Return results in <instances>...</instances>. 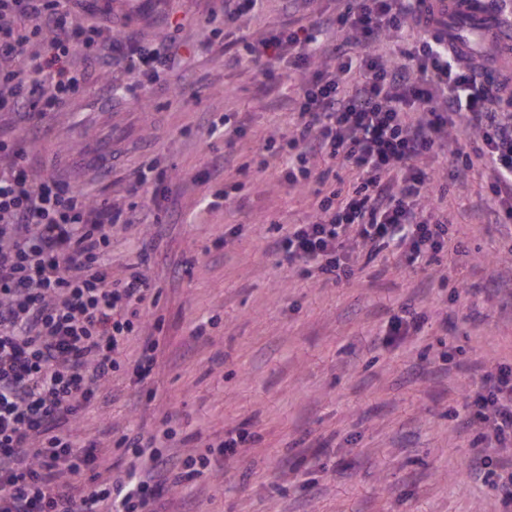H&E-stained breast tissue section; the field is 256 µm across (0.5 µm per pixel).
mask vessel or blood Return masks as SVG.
Listing matches in <instances>:
<instances>
[{
  "mask_svg": "<svg viewBox=\"0 0 512 512\" xmlns=\"http://www.w3.org/2000/svg\"><path fill=\"white\" fill-rule=\"evenodd\" d=\"M427 17L440 23L449 46L464 55L478 58L490 47L512 50V26L489 0H428Z\"/></svg>",
  "mask_w": 512,
  "mask_h": 512,
  "instance_id": "1",
  "label": "vessel or blood"
}]
</instances>
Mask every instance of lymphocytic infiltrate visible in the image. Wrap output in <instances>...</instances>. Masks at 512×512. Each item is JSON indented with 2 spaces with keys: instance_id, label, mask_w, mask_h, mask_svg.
<instances>
[{
  "instance_id": "f902f5d3",
  "label": "lymphocytic infiltrate",
  "mask_w": 512,
  "mask_h": 512,
  "mask_svg": "<svg viewBox=\"0 0 512 512\" xmlns=\"http://www.w3.org/2000/svg\"><path fill=\"white\" fill-rule=\"evenodd\" d=\"M425 2L350 0L242 43L239 63L268 80L284 71L299 79L281 176L315 204L309 222L289 225L269 248L313 283L352 279L362 252L413 272L445 249L462 252L448 243V187L428 167L442 153L455 160L454 179L483 169L485 217L512 224V87L488 85L483 63L421 29ZM83 8L0 0V112L48 134L43 118L85 84L69 63L76 53L96 67L121 48L136 86L160 80L166 44L74 23ZM332 30L346 39L325 40ZM463 133L481 147L461 164L454 144ZM0 156L9 159L0 167V512H167L185 460L131 429L118 441V477L103 481L97 442L70 433L82 409L111 400L124 341L158 300L143 273L110 272L112 228L140 223L158 197L122 210L66 181L34 182L15 137L0 135ZM340 169L354 176L349 189L326 192ZM473 371V390L450 416L473 437L470 476L494 482L508 506L512 454L500 450L512 442V368L483 361Z\"/></svg>"
}]
</instances>
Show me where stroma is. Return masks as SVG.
Instances as JSON below:
<instances>
[{
    "label": "stroma",
    "instance_id": "obj_1",
    "mask_svg": "<svg viewBox=\"0 0 512 512\" xmlns=\"http://www.w3.org/2000/svg\"><path fill=\"white\" fill-rule=\"evenodd\" d=\"M285 0H263L241 29L214 32L220 0H86L82 23L128 25L174 50L162 81L124 93L120 67L91 70L79 95L47 116V137H26L41 176L120 197L136 170L169 187L174 209L152 224L112 230L113 277L141 266L161 322L147 387L137 399L130 372L112 376L113 401L88 406L74 434L102 444L99 472L113 475L115 440L135 429L200 460L227 431L246 430L236 457L194 478L191 512H503L494 490L466 477L470 436L448 416L462 405L476 359L512 364V309L490 289L512 278V235L482 223L479 178L448 187L462 240L455 263L414 274L379 257L348 282L318 285L267 251L286 224L306 222L313 199L277 178L263 151L294 116L295 79L267 82L232 65L239 35L287 26ZM183 23L168 28L170 17ZM232 114L225 141L213 122ZM266 161L226 207L206 210L203 177L224 152ZM410 303L424 333L406 349L375 348L387 319ZM204 324V336L193 334Z\"/></svg>",
    "mask_w": 512,
    "mask_h": 512
}]
</instances>
